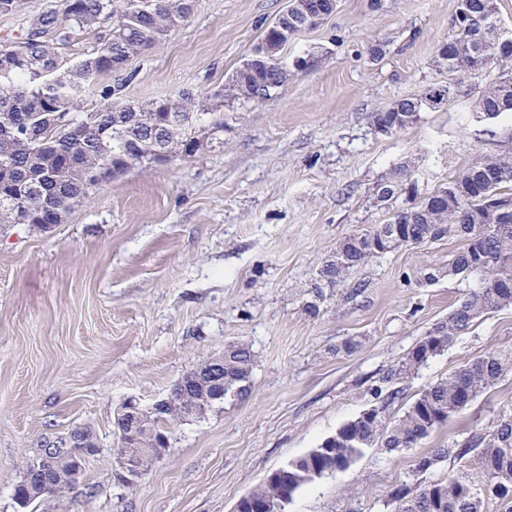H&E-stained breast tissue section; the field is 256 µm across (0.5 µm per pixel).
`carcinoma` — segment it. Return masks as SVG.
<instances>
[{
    "instance_id": "cac0c4a2",
    "label": "carcinoma",
    "mask_w": 512,
    "mask_h": 512,
    "mask_svg": "<svg viewBox=\"0 0 512 512\" xmlns=\"http://www.w3.org/2000/svg\"><path fill=\"white\" fill-rule=\"evenodd\" d=\"M197 0H60L32 19L24 38L0 46V226L36 220L60 207H74L112 180V166H148L156 151L168 149L177 161L209 129L224 132L231 113L258 98L270 99L285 85L284 50L307 26L315 0H288V19L265 27L260 42L216 90L183 89L172 98L139 105L122 99L133 79L130 58L165 41L193 12ZM111 26L98 33L91 51L75 64L62 50L101 19ZM433 65L456 75L448 85L406 95L371 115L373 125L397 132L416 124L424 112L439 109L466 92L465 78L502 70L485 86L476 108L488 119L512 112V29L501 23L497 0H458L454 34L439 45ZM95 93L100 103L87 107ZM415 165L404 161L377 182L376 200L389 210L382 224H370L344 236L316 271L311 293L323 296L368 258L403 246L438 241L447 235L463 242L448 275L480 279L479 287L448 317L433 323L419 342L380 379L377 404L364 410L324 439L317 448L289 463V473L266 478L240 500L254 505L283 496L291 499L313 483V465L333 473L347 470L378 444L387 451L414 448L469 406L498 381L512 374V349L495 350L461 367L450 377L423 388L404 413L387 411L400 398L395 381L408 378L441 354L477 319L512 306V217L499 220L494 206L512 203V151L482 155L448 183L424 196H410ZM423 273L425 283L445 274ZM255 354L246 343L224 346V397H241L249 389ZM193 402L204 416L216 405L206 390ZM183 421L178 398L148 430L118 444V452L144 458L165 448L169 427ZM480 449L479 472L466 471L441 481H422L416 489L396 488L391 497L398 512H483L484 503L512 504V416L503 417L486 435L460 448H437L415 460L413 472L424 474L452 454L458 459ZM27 491L39 494L41 459L23 472Z\"/></svg>"
}]
</instances>
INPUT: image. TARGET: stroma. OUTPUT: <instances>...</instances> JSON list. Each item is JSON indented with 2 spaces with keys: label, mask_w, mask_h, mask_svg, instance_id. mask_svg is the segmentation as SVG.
<instances>
[{
  "label": "stroma",
  "mask_w": 512,
  "mask_h": 512,
  "mask_svg": "<svg viewBox=\"0 0 512 512\" xmlns=\"http://www.w3.org/2000/svg\"><path fill=\"white\" fill-rule=\"evenodd\" d=\"M288 0H199L149 52L131 58L126 100L221 85ZM457 0H336L319 27L288 45L311 56L280 93L253 103L224 145L184 164L139 166L99 187L61 224L0 229V512L45 440L91 427L100 452L61 497L28 512H234L270 472L315 448L374 403L373 385L479 281L445 276L459 239L372 258L312 300L308 286L337 242L387 217L374 187L415 159L420 193L476 156L512 146V112L476 108L485 84L411 127L381 134L372 113L448 82L433 67L453 33ZM383 42L371 60L368 48ZM440 269L431 284L421 275ZM316 302L309 313L307 302ZM357 351L335 354L347 337ZM255 354L251 385L204 417L171 428L164 457L128 488L113 479L114 421L124 402L150 405L226 343ZM512 348V307L482 317L411 378L401 415L427 385L488 352ZM512 415V375L417 447L366 449L345 471L297 492L287 512H395L417 457Z\"/></svg>",
  "instance_id": "obj_1"
}]
</instances>
